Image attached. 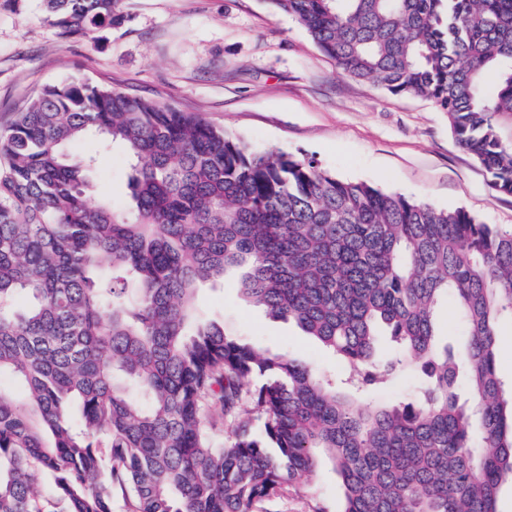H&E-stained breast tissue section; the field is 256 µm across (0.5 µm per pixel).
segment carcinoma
Masks as SVG:
<instances>
[{"mask_svg": "<svg viewBox=\"0 0 512 512\" xmlns=\"http://www.w3.org/2000/svg\"><path fill=\"white\" fill-rule=\"evenodd\" d=\"M342 73L448 114L512 195V0H271ZM69 34L123 0H45ZM87 135L130 161L91 201ZM294 323L346 377L224 333L197 286ZM452 304L462 341L442 342ZM512 230L254 153L193 112L67 79L0 132V512H256L329 460L342 512H497L512 477ZM386 331L401 359L375 360ZM409 402L361 395L402 360ZM230 429L220 442L216 432ZM499 371L506 383L512 378V329L504 325L499 339Z\"/></svg>", "mask_w": 512, "mask_h": 512, "instance_id": "cac0c4a2", "label": "carcinoma"}]
</instances>
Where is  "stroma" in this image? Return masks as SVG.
I'll use <instances>...</instances> for the list:
<instances>
[{"label":"stroma","mask_w":512,"mask_h":512,"mask_svg":"<svg viewBox=\"0 0 512 512\" xmlns=\"http://www.w3.org/2000/svg\"><path fill=\"white\" fill-rule=\"evenodd\" d=\"M121 24L65 36L42 0H0V130L42 86L66 78L111 84L199 115L252 150L314 159L345 181L364 182L438 208L462 207L512 228V195L455 141L447 113L343 74L291 15L268 0H125ZM97 157L98 191L124 204L129 160L94 136L76 144ZM196 306L231 336L334 373L335 357L291 323L243 300L234 276L206 283ZM342 491L323 470L269 504L305 512L317 500L339 512Z\"/></svg>","instance_id":"1"}]
</instances>
